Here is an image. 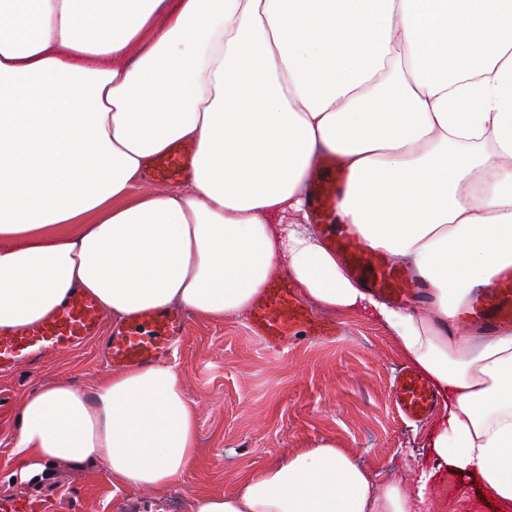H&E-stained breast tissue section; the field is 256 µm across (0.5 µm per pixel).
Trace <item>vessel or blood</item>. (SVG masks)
<instances>
[{
    "label": "vessel or blood",
    "mask_w": 512,
    "mask_h": 512,
    "mask_svg": "<svg viewBox=\"0 0 512 512\" xmlns=\"http://www.w3.org/2000/svg\"><path fill=\"white\" fill-rule=\"evenodd\" d=\"M192 147L176 143L157 156L143 175L148 184H177L192 169ZM346 183L341 160L321 155L309 174V200L327 247L367 288L393 302L426 305L427 290L414 273L400 266L387 253L369 249L350 225L338 223V205ZM104 310L97 300L77 293L49 318L34 326L0 330V371H9L36 358L63 353L97 335ZM186 324L182 311L146 312L116 324L104 342L109 368L129 370L163 362L173 352ZM252 334L272 351L303 341L328 340L336 335L334 322L310 310L282 272L270 279L252 306L249 318ZM512 325V271L499 276L492 288L478 294L468 310L457 319V330L478 327L494 331ZM392 394L396 407L413 420L431 413L436 402L432 386L420 373L398 372ZM40 497L19 494L0 499V512H47Z\"/></svg>",
    "instance_id": "obj_1"
}]
</instances>
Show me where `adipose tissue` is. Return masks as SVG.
<instances>
[{
  "mask_svg": "<svg viewBox=\"0 0 512 512\" xmlns=\"http://www.w3.org/2000/svg\"><path fill=\"white\" fill-rule=\"evenodd\" d=\"M180 142L191 177L139 192ZM324 152L348 173L340 220L430 312L374 296L310 227ZM280 267L321 308L371 309L444 396L437 466L512 506V327L451 329L512 268V0H0V329L78 291L119 321L239 315ZM196 452L194 403L156 364L31 393L13 475L92 462L159 488ZM435 477L380 486L324 442L192 512H428Z\"/></svg>",
  "mask_w": 512,
  "mask_h": 512,
  "instance_id": "adipose-tissue-1",
  "label": "adipose tissue"
}]
</instances>
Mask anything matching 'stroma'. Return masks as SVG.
<instances>
[{
	"instance_id": "35a3bbf8",
	"label": "stroma",
	"mask_w": 512,
	"mask_h": 512,
	"mask_svg": "<svg viewBox=\"0 0 512 512\" xmlns=\"http://www.w3.org/2000/svg\"><path fill=\"white\" fill-rule=\"evenodd\" d=\"M335 342L300 345L284 354L251 338L245 316L188 315L169 362L197 414L193 467L173 485L139 489L113 480L97 464L58 465L45 485L10 481L11 445L25 399L62 375L93 392L108 368L101 339L0 374V496L31 492L49 512H189L196 490L232 493L242 473L300 448L331 441L378 484L395 479L414 490L431 461L425 445L432 419L398 412L391 385L407 361L371 311L334 315ZM479 479L441 472L429 512H491Z\"/></svg>"
}]
</instances>
